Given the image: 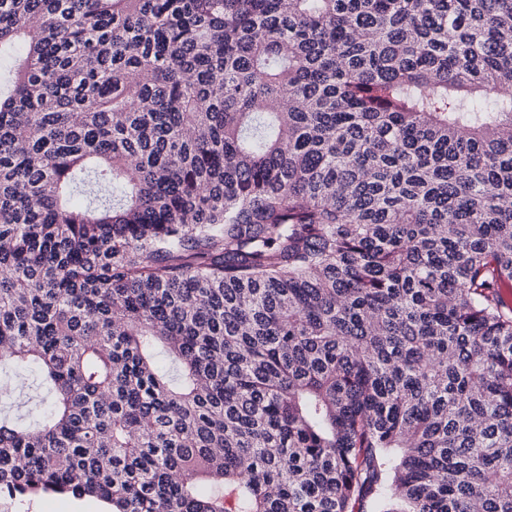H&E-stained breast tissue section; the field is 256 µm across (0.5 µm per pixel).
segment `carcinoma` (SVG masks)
<instances>
[{"mask_svg": "<svg viewBox=\"0 0 512 512\" xmlns=\"http://www.w3.org/2000/svg\"><path fill=\"white\" fill-rule=\"evenodd\" d=\"M6 58L0 374L52 403L0 493L512 512V0H0Z\"/></svg>", "mask_w": 512, "mask_h": 512, "instance_id": "obj_1", "label": "carcinoma"}]
</instances>
